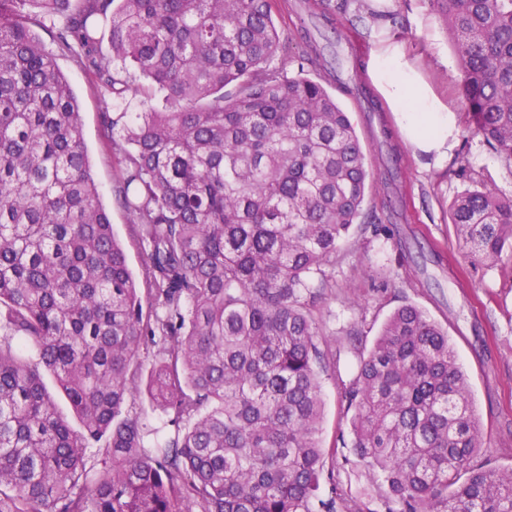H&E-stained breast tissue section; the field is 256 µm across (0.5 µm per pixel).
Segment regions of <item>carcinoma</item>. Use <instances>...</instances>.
<instances>
[{
	"instance_id": "cac0c4a2",
	"label": "carcinoma",
	"mask_w": 512,
	"mask_h": 512,
	"mask_svg": "<svg viewBox=\"0 0 512 512\" xmlns=\"http://www.w3.org/2000/svg\"><path fill=\"white\" fill-rule=\"evenodd\" d=\"M429 3L474 132L512 159V0ZM47 21L97 86L163 102L102 114L137 276L32 29ZM281 42L269 0H0V512H336L316 501L312 307L370 172L336 98L271 67ZM451 216L471 261L512 256V195L468 190ZM142 395L173 427L162 443ZM342 398L384 512H512V469L469 468L483 436L467 378L420 308L387 318Z\"/></svg>"
}]
</instances>
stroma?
Wrapping results in <instances>:
<instances>
[{
  "label": "stroma",
  "mask_w": 512,
  "mask_h": 512,
  "mask_svg": "<svg viewBox=\"0 0 512 512\" xmlns=\"http://www.w3.org/2000/svg\"><path fill=\"white\" fill-rule=\"evenodd\" d=\"M270 6L282 33L273 67L289 76L305 70L335 92L364 142L373 172L366 225L342 246L335 267L327 271L329 286L316 302L319 347L327 362L320 374L324 416L319 437L326 466L335 472L334 478H321V497L330 498L337 489L344 498L375 504L385 495L381 479L354 458L341 391L354 379L360 357L387 316L405 303L447 329L467 375L484 436L473 465L512 468V258L493 265L469 262L450 216L453 200L465 191L489 187L512 195V160L471 130L458 96L462 74L443 17L428 0H392L358 24L352 18L361 13L362 0H271ZM327 17L341 36L340 70L319 62L299 67V56L310 52L307 33L316 32ZM379 29L404 44L411 61L459 117L457 143L443 166L403 143L389 109L361 111L352 96L336 89L340 78L368 82L372 33ZM58 64L79 103L102 201L115 233L126 240L128 215L113 194L121 167L101 138L100 125L103 113L139 112L144 105L130 95L103 96L71 58H59Z\"/></svg>",
  "instance_id": "obj_1"
}]
</instances>
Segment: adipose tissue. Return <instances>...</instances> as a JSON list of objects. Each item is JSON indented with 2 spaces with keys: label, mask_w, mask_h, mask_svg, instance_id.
<instances>
[{
  "label": "adipose tissue",
  "mask_w": 512,
  "mask_h": 512,
  "mask_svg": "<svg viewBox=\"0 0 512 512\" xmlns=\"http://www.w3.org/2000/svg\"><path fill=\"white\" fill-rule=\"evenodd\" d=\"M369 75L381 96L397 112L408 143L436 161L448 158L456 117L423 80L403 45L378 42L371 53Z\"/></svg>",
  "instance_id": "1"
}]
</instances>
